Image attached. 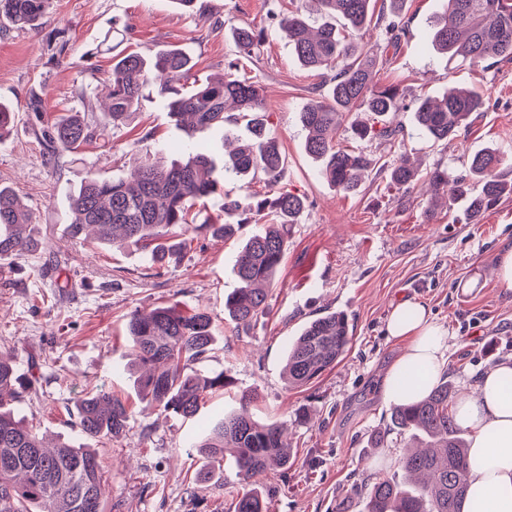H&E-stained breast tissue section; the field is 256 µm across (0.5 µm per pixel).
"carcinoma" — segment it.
Instances as JSON below:
<instances>
[{"mask_svg":"<svg viewBox=\"0 0 512 512\" xmlns=\"http://www.w3.org/2000/svg\"><path fill=\"white\" fill-rule=\"evenodd\" d=\"M374 2L318 0L324 21L315 29L298 11L281 18L300 64L333 72L329 97L307 105L300 112V122L307 131L305 150L320 163V174L345 192L360 187L362 175L374 159L363 147L335 144L343 114L363 108L370 115L354 125L360 141L378 139L393 147L398 137L397 130L383 123L388 113L401 109L396 91L374 82L379 58L363 51L355 37L373 26L379 29L385 47L396 46L405 30L401 17L404 0H382L389 3V9L382 8L377 15ZM49 6L50 0H0V18L17 28H33L41 24ZM233 39L239 53L247 57L259 46L258 34L249 27L235 29ZM430 42L449 59L512 61V0H443ZM190 70V60L176 50H161L150 59L136 53L119 58L109 75L108 115L115 122L133 113L146 89L156 83L189 136L197 128L222 129L238 116L247 120L251 137L224 151V174L244 181L261 172L267 195L260 198L252 193L253 201L247 203L226 198L224 210L242 211L243 224L266 215L276 219L274 224L260 225L238 252L240 286L224 301L231 320L248 326L268 313V289L275 285L286 250V226L294 223L303 202L276 189L283 160L276 138L267 132L268 108L261 86L232 62L224 77L196 79L188 86L185 81ZM483 106L482 96L466 88L446 93L439 100L419 97L414 107L416 129L446 143ZM101 135L102 129L88 126L76 115L59 119L47 130L48 138L63 150L77 149ZM179 151L184 159L168 165L147 155L134 169L109 180L87 175L72 199L71 236L77 238L93 227L99 242L142 244L150 249V260L161 263L203 233L224 238L232 235L230 224H197L189 218L193 202L217 193L218 182L212 178L216 160L189 140ZM505 161L500 150L482 149L473 155L468 173L450 180L448 169L437 167L428 180L435 187L450 188L448 202L462 199L470 211L479 212L512 193V184L499 175ZM416 177V170L403 159L390 168V184L398 190L409 191ZM176 225L183 229L182 238L172 243L168 233ZM36 246L30 214L17 204L10 187L0 185V261L14 260ZM128 329V368L138 373V391L147 405L192 419L208 395L233 385L226 372L214 376L187 372V366L214 345L208 312L158 307L148 314L133 313ZM349 333L348 320L340 313L308 323L288 348V387L305 386L334 366L347 349ZM35 382L34 378L23 381L13 359L0 353V512H106L102 466L95 449L67 443L49 449L11 411V405ZM454 396V385L447 380L422 401L393 408L391 427L377 433L371 447L383 446L393 432L408 433L420 443L399 460L404 481L379 477L370 483L365 512H463L468 493V448L451 409ZM257 398L254 392L241 394L239 410L218 420L192 444L205 459V467L196 476L202 485L224 466V455L232 457L240 487L232 512H270L260 476L270 463L284 468L291 458V450L281 440V426L260 424L250 415L249 407ZM76 407L80 430L91 439L120 435L129 418L126 404L105 389L86 393ZM89 490L95 495L90 508L85 506Z\"/></svg>","mask_w":512,"mask_h":512,"instance_id":"obj_1","label":"carcinoma"}]
</instances>
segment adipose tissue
<instances>
[{
	"label": "adipose tissue",
	"instance_id": "adipose-tissue-1",
	"mask_svg": "<svg viewBox=\"0 0 512 512\" xmlns=\"http://www.w3.org/2000/svg\"><path fill=\"white\" fill-rule=\"evenodd\" d=\"M387 333L402 348L379 388L384 402L408 404L426 396L446 372L447 329L425 307L405 300L391 311ZM455 418L468 441V497L482 512H512V356L481 373L460 395Z\"/></svg>",
	"mask_w": 512,
	"mask_h": 512
}]
</instances>
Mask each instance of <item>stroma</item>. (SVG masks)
<instances>
[{"label":"stroma","mask_w":512,"mask_h":512,"mask_svg":"<svg viewBox=\"0 0 512 512\" xmlns=\"http://www.w3.org/2000/svg\"><path fill=\"white\" fill-rule=\"evenodd\" d=\"M441 7L442 0H405L406 31L397 47L381 50L373 28L361 39L366 50L382 54L378 84L402 94L405 107L393 117L404 131L399 150L423 175L439 163L450 174L464 173L471 156L487 147L512 153V62L443 60L429 40ZM291 10L313 24L320 18L313 0H196L188 10L175 0H51L38 27L0 21V103L15 115L0 136V184L29 210L39 242L23 258L0 264V350L13 354L20 373L37 378L17 406L33 431L51 443H88L98 452L112 512H229L238 491L232 467L198 485L193 473L200 460L191 457L190 444L237 409L243 391L258 393L254 419L280 422L292 449L287 468L261 479L271 512H364L360 488L368 479L403 477L394 462L397 435L390 434L386 447L370 445L390 425L392 407L376 388L399 349L386 334L393 305L419 302L447 329L446 377L458 391L512 355V288L500 285L493 265L512 247V194L473 215L462 201L432 203L422 181L410 194L398 193L383 171L371 172L350 193L327 182L304 148L299 121L302 108L318 100L324 77L298 62L280 27ZM247 25L264 37L250 58L239 56L232 38L233 28ZM163 49L185 51L201 76L222 75L231 61L244 66L270 104L267 127L285 159L280 186L305 203L288 227L270 312L248 326L228 317L224 301L239 286L235 257L253 225L238 226L228 239L201 235L160 268L139 245L114 248L65 232L87 173L108 179L148 154L171 160L189 137L166 98L153 91L105 136L77 150L51 155L42 129L74 114L91 126L104 123L113 63ZM460 85L483 94L482 111L449 143L419 135L413 99ZM35 95L45 103L39 118L29 108ZM213 176L225 193L196 206L201 221L236 224L237 213L224 210L225 197L265 190L259 177L246 188L223 169ZM158 306L206 310L215 342L192 368L205 375L226 371L235 381L191 420L147 407L125 369L129 316ZM333 312L352 325L347 351L310 385L288 388L289 344L307 322ZM100 387L121 397L131 415L121 435L90 442L77 426L75 404Z\"/></svg>","instance_id":"obj_1"}]
</instances>
